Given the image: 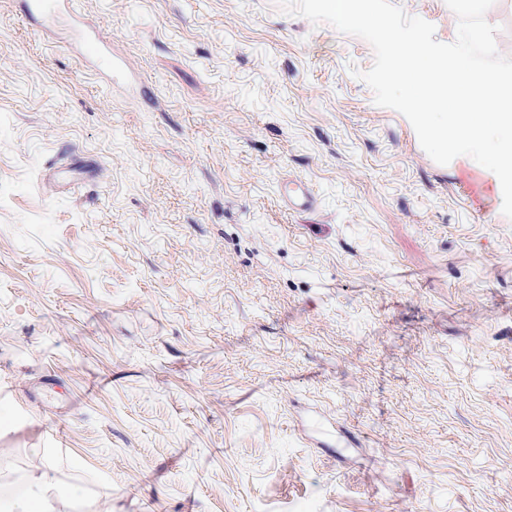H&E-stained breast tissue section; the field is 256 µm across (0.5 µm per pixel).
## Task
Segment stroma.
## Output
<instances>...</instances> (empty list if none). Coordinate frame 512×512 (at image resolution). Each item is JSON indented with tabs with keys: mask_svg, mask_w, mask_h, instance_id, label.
Here are the masks:
<instances>
[{
	"mask_svg": "<svg viewBox=\"0 0 512 512\" xmlns=\"http://www.w3.org/2000/svg\"><path fill=\"white\" fill-rule=\"evenodd\" d=\"M73 8L155 100L0 0V491L46 448L78 512H512L501 194L280 0ZM278 196L290 210L310 211L318 206L317 195L311 185L299 178L280 181Z\"/></svg>",
	"mask_w": 512,
	"mask_h": 512,
	"instance_id": "35a3bbf8",
	"label": "stroma"
}]
</instances>
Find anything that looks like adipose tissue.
<instances>
[{
  "instance_id": "ef3b65f1",
  "label": "adipose tissue",
  "mask_w": 512,
  "mask_h": 512,
  "mask_svg": "<svg viewBox=\"0 0 512 512\" xmlns=\"http://www.w3.org/2000/svg\"><path fill=\"white\" fill-rule=\"evenodd\" d=\"M82 497L83 489L78 485L70 487L67 493H59L54 464L48 459L27 489L10 498L1 512H71Z\"/></svg>"
}]
</instances>
